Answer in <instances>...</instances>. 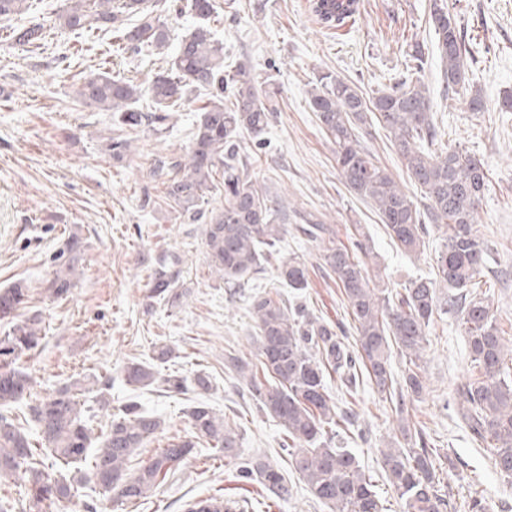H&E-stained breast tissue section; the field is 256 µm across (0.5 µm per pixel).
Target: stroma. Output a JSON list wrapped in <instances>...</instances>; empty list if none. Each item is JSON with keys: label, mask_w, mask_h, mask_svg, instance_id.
Segmentation results:
<instances>
[{"label": "stroma", "mask_w": 512, "mask_h": 512, "mask_svg": "<svg viewBox=\"0 0 512 512\" xmlns=\"http://www.w3.org/2000/svg\"><path fill=\"white\" fill-rule=\"evenodd\" d=\"M38 2L21 21L48 25L43 48L0 50V288L24 282L29 298L20 315L42 319L41 344L22 361L33 379V396H47L87 374L110 373V404L95 409L90 422L95 434H104L131 399L163 421L161 431L133 456V472L156 449L189 436L186 410L203 400L236 425L242 457H265L293 487L288 501H274L260 484L239 482L234 463L211 457L201 445L173 466L151 495L116 505L114 512H184L187 501L211 496L238 504L240 512H326L281 451L282 427L255 409L244 385L225 372L224 353L255 360L249 298L261 292L304 303L340 335L352 336L334 278L322 269L316 247L291 232L282 254L306 263L308 288L300 293L286 288L270 267L243 288H227L209 265L204 222L179 218L164 202L163 179L154 173L158 162L186 154L201 99L176 106L162 136L132 134L131 153L112 159L106 149L115 133L111 115L82 106L77 84L103 68L145 85L166 68L167 59L122 53L98 34L79 37L54 27L61 0ZM217 2L212 28L224 43L225 66L244 63L272 74L280 90L277 115L253 165L258 184L282 198L289 211L311 213L334 225L339 239L362 225L380 256L375 284L393 290L432 275L442 236L431 232L421 254L399 251L374 208L341 182L335 147L310 108L309 90L316 75L332 72L375 95L402 79L410 45H423L429 57L420 79L440 131L437 149L475 154L487 170L488 189L476 216V228L490 245L480 291L492 302L504 337L512 338V112L500 109L503 96L512 91V0H447L475 50L468 70L471 85L484 97L480 112L444 90L442 64L433 53L430 0H360L356 22L337 31L317 23L309 0ZM362 143L410 196H417L384 130L373 128ZM75 230L85 251L74 287L57 299L47 291L53 257ZM160 266L174 278L180 294L175 304L151 295L152 274ZM159 344L176 350L168 370L189 378L206 373L211 390L199 397L127 385L125 366L147 359ZM420 365L426 392L414 404L411 421L453 462L441 476L447 512H464L475 494L486 512H512V477L494 468L488 450L473 439L450 403L470 367L457 312L436 315ZM326 382L338 407L354 418L342 437L345 447L355 450L386 512H402L381 456L396 434L389 402L366 382L350 389L334 375Z\"/></svg>", "instance_id": "1"}]
</instances>
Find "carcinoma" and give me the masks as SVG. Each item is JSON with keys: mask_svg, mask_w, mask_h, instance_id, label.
Listing matches in <instances>:
<instances>
[{"mask_svg": "<svg viewBox=\"0 0 512 512\" xmlns=\"http://www.w3.org/2000/svg\"><path fill=\"white\" fill-rule=\"evenodd\" d=\"M31 7V0H0V19L11 20ZM309 8L319 24L338 28L357 13L359 0H310ZM158 9L155 0H64L55 13L57 27L80 35L116 32L117 49L124 53L158 51L169 58L168 68L145 88L103 71L84 78L76 96L93 110L112 113L117 134L108 150L112 158L121 160L131 147L129 134H163L172 107L207 91L209 98L200 108L189 151L185 159L172 163L176 173L164 181L166 200L183 219L205 220L207 256L224 284L239 287L274 260L276 278L303 290L309 281L307 265L296 257H281L288 210L253 177L254 156L249 151L252 145H262L276 116L272 76H262L244 64L232 73L224 72V43L211 29V20L218 16L216 0H186L179 11L190 13L194 25L174 46ZM430 19L447 87L463 89L468 73L465 56L471 49L461 27L445 0H431ZM44 38V24L31 22L12 29L7 43L33 48ZM407 57L405 78L371 98L348 80L330 73L317 76L310 107L336 147L341 181L372 204L403 252H420L430 228L442 232L435 276L412 280L397 292L374 288L378 256L362 228L355 226L349 248L336 240L331 225L312 214L302 215L295 230L315 244L323 267L335 276L347 302L354 345L346 344L335 326L311 316L305 306H288L276 295L257 293L250 297V314L258 363L232 354L224 358L257 408L279 421L288 438L283 451L309 493L328 512H385L356 455L336 441L341 425L350 420L326 385L332 372L350 386L364 374L377 393L390 397L400 415V437L388 444L382 458L403 512H447L435 444L423 431L411 432L405 418L425 392L418 360L435 315L446 305L461 314L471 365L469 380L457 392V405L475 440L490 448L494 467L512 476V341L501 336L490 300L472 292L479 287L477 278L489 250L475 228L486 170L481 159L467 151L455 149L439 156L431 150L437 130L429 92L414 82L428 55L416 42ZM145 98L149 104L140 105ZM373 124L388 133L407 176L420 187L423 203L409 196L361 146L359 129ZM219 187L224 205L203 211L208 194ZM84 248L83 239L74 232L56 254L48 286L51 295L59 298L73 288L75 263ZM440 288L453 291L448 300H441ZM152 294L163 300L179 298L161 267L155 270ZM27 300V288L20 283L0 289V321L10 324L0 336V480L12 479L19 485L25 502L22 512H55L60 503L81 497L85 512H101L113 497L136 502L202 442L216 455L238 461L241 478L288 501L291 488L279 469L259 456L240 457V435L203 401L188 410L192 438L168 444L133 474L127 473V463L158 432L161 420L131 400L112 418L100 446L89 452L91 407L81 398L94 393L99 406H108L111 375L77 378L27 402L23 416L14 414L13 405L32 389V378L21 360L41 339L39 315L17 319ZM394 349L405 361L400 384L390 360ZM175 357L173 348L156 345L149 360L127 364L125 381L166 394H183L190 386L200 394L211 389L205 373L191 379L161 373L160 367ZM186 512H233V508L209 497L189 503Z\"/></svg>", "mask_w": 512, "mask_h": 512, "instance_id": "obj_1", "label": "carcinoma"}]
</instances>
